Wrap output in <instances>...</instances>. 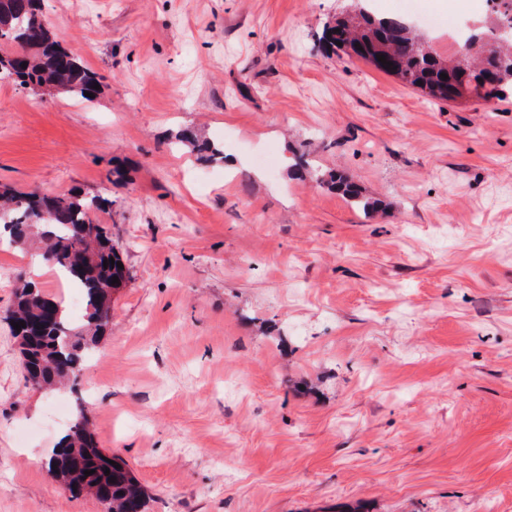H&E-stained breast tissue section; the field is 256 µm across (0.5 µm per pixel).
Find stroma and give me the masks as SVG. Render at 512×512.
Masks as SVG:
<instances>
[{
    "mask_svg": "<svg viewBox=\"0 0 512 512\" xmlns=\"http://www.w3.org/2000/svg\"><path fill=\"white\" fill-rule=\"evenodd\" d=\"M350 3L41 0L101 91L0 80V183L112 201L128 281L80 389L150 512H512V100L320 51ZM33 255L0 245V512H105L46 467L75 396L6 314L20 274L84 303ZM292 169L308 175L319 185L327 186L340 194L352 207L368 214L377 212L381 207L378 199L367 196L361 187L342 173H321L318 171L305 153L294 154Z\"/></svg>",
    "mask_w": 512,
    "mask_h": 512,
    "instance_id": "stroma-1",
    "label": "stroma"
}]
</instances>
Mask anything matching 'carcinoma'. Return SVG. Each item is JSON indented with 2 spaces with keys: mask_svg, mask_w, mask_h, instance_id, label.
I'll use <instances>...</instances> for the list:
<instances>
[{
  "mask_svg": "<svg viewBox=\"0 0 512 512\" xmlns=\"http://www.w3.org/2000/svg\"><path fill=\"white\" fill-rule=\"evenodd\" d=\"M505 25L512 27V0H491L488 17L458 33V47L443 59L423 49V36L407 22L376 16L361 6L355 14L345 12L328 23L319 44L325 50L340 47L433 99L491 103L512 97V36L500 34ZM379 55L393 66L378 61ZM443 73L448 79H441ZM0 75L21 86H59L82 99L104 81L47 25L39 0H0ZM292 169L368 214L381 207L346 175L318 171L304 153L294 155ZM106 205L108 200L98 196L19 193L0 185V242L14 247L43 244L44 260L80 289L86 302L83 321L74 325L62 300L48 298L20 279L10 320L25 323L14 334L26 379L37 389L76 385L112 325V294L123 287L126 271L117 266L122 257L111 235L94 219ZM111 259L114 264L103 265ZM47 469L61 487L94 495L107 512H147L144 487L120 456L100 447L82 401ZM90 470L93 474L85 475Z\"/></svg>",
  "mask_w": 512,
  "mask_h": 512,
  "instance_id": "obj_1",
  "label": "carcinoma"
}]
</instances>
